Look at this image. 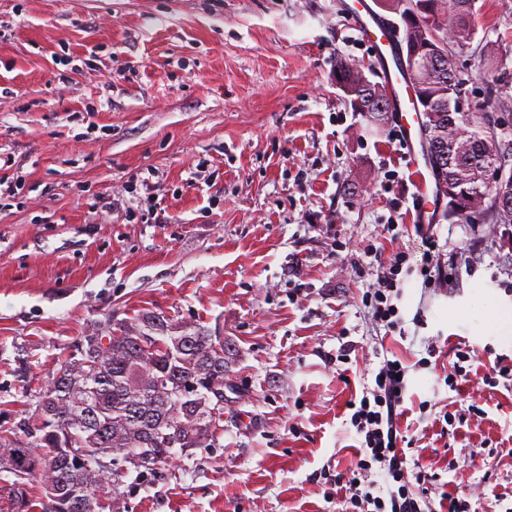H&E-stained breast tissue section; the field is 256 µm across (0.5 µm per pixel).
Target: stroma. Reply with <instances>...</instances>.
Returning a JSON list of instances; mask_svg holds the SVG:
<instances>
[{
	"label": "stroma",
	"mask_w": 512,
	"mask_h": 512,
	"mask_svg": "<svg viewBox=\"0 0 512 512\" xmlns=\"http://www.w3.org/2000/svg\"><path fill=\"white\" fill-rule=\"evenodd\" d=\"M474 6L451 59L482 112L512 100V0ZM341 59L382 81L344 0H0V431L92 325L149 309L223 336L224 420L130 473L121 512H342L321 473L353 469L346 403L384 351L409 366L408 457L469 487L474 512L512 507V388L484 380L512 366V225L449 223L442 196L417 223L406 115L353 112ZM425 233L457 252L450 280L421 276ZM399 253L391 331L363 297Z\"/></svg>",
	"instance_id": "35a3bbf8"
}]
</instances>
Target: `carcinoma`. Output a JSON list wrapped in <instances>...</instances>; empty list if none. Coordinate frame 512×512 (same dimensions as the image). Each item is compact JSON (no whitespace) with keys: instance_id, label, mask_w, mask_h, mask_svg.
<instances>
[{"instance_id":"obj_1","label":"carcinoma","mask_w":512,"mask_h":512,"mask_svg":"<svg viewBox=\"0 0 512 512\" xmlns=\"http://www.w3.org/2000/svg\"><path fill=\"white\" fill-rule=\"evenodd\" d=\"M397 16L389 30L398 45L415 53V68H402L412 103L425 107L430 147L446 155L442 173L452 196L448 220L479 212L491 224H512V125L508 106L474 112L464 79L443 57L449 45L474 41V0H385ZM336 82L353 111L374 123L387 112L385 85L362 68L336 64ZM509 168L491 186L485 169ZM224 337L200 326L145 312L129 320L112 317L79 338L48 374L33 410L19 421L24 437L0 435V468L16 481L0 489L7 512H120L119 488L129 469L155 466L212 440L224 415ZM89 449L76 465L73 450Z\"/></svg>"}]
</instances>
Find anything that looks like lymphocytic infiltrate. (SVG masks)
I'll return each mask as SVG.
<instances>
[{"instance_id":"f902f5d3","label":"lymphocytic infiltrate","mask_w":512,"mask_h":512,"mask_svg":"<svg viewBox=\"0 0 512 512\" xmlns=\"http://www.w3.org/2000/svg\"><path fill=\"white\" fill-rule=\"evenodd\" d=\"M402 263V256H394L368 296L374 318L389 328L400 321L396 300L401 296L397 275ZM407 375L400 360H384L361 397L348 403L358 435L357 461L350 475H337L335 485L350 512H434L425 486L428 473L408 474L402 427Z\"/></svg>"}]
</instances>
